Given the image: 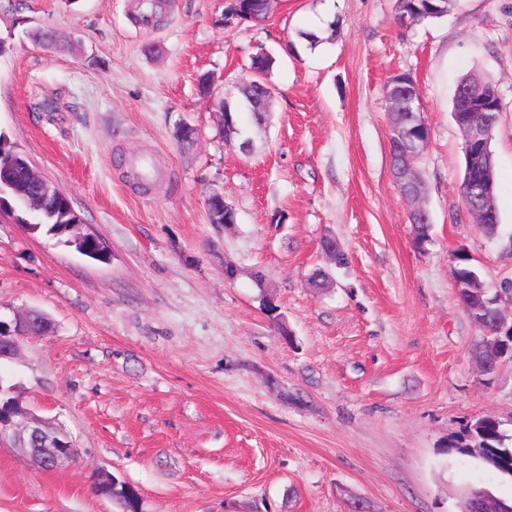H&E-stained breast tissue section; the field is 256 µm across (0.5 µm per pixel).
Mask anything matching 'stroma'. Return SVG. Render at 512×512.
I'll use <instances>...</instances> for the list:
<instances>
[{
    "mask_svg": "<svg viewBox=\"0 0 512 512\" xmlns=\"http://www.w3.org/2000/svg\"><path fill=\"white\" fill-rule=\"evenodd\" d=\"M167 3L147 31L133 0H0V132L108 247L95 260L0 217V318L52 321L0 380L78 450L44 471L0 445V512H118L94 492L103 469L143 512H461L472 485L511 501L512 477L446 442L484 415L512 435V365L492 380L473 362L480 331L452 277L460 254L491 287L512 283V0H450L408 27L395 0H275L229 24L228 0ZM260 47L273 100L265 128L243 119L245 155L198 81L222 95ZM401 72L430 130L419 246L388 145L385 85ZM466 75L503 103L493 238L459 195ZM183 122L195 143L176 141ZM141 155L152 180L129 169ZM215 189L235 223L209 222Z\"/></svg>",
    "mask_w": 512,
    "mask_h": 512,
    "instance_id": "obj_1",
    "label": "stroma"
}]
</instances>
